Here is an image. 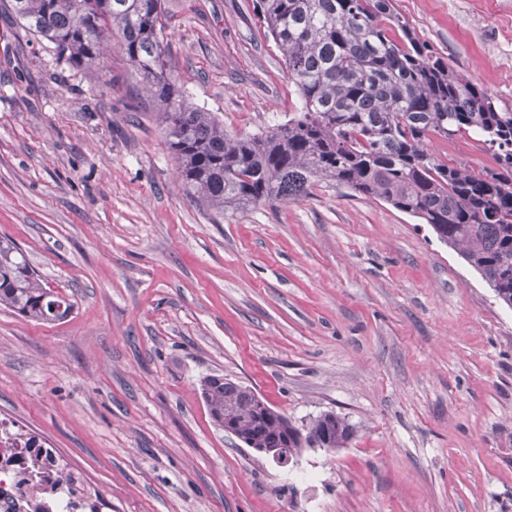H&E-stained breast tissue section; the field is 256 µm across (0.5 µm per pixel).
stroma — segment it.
<instances>
[{
	"mask_svg": "<svg viewBox=\"0 0 512 512\" xmlns=\"http://www.w3.org/2000/svg\"><path fill=\"white\" fill-rule=\"evenodd\" d=\"M255 0H164L182 98L246 136L302 101ZM512 112V0H393ZM449 164L497 163L433 137ZM71 313L0 307V422L38 436L99 512H512V309L429 225L336 187L246 212L191 199L118 51L71 67L0 10V239ZM355 434L278 466L214 425L200 384Z\"/></svg>",
	"mask_w": 512,
	"mask_h": 512,
	"instance_id": "stroma-1",
	"label": "stroma"
}]
</instances>
